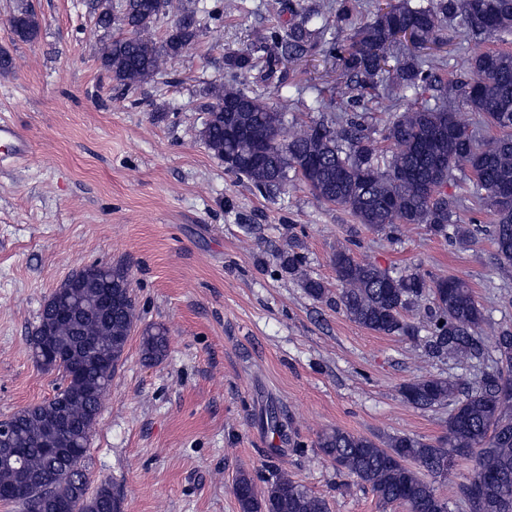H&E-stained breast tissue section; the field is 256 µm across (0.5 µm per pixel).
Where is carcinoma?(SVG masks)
<instances>
[{
    "mask_svg": "<svg viewBox=\"0 0 512 512\" xmlns=\"http://www.w3.org/2000/svg\"><path fill=\"white\" fill-rule=\"evenodd\" d=\"M173 0H119L112 10L98 12L97 24H120L126 33L115 37L101 54L100 64L116 87L129 91L153 79L198 36L197 11L183 8L162 45L152 40V26L172 8ZM482 34L512 31V0H444L440 9L402 3L376 12L373 21L354 36L343 57L355 78V89L374 90L391 83L411 93L406 112L391 122L385 140L390 155L382 156L364 133L358 117L336 129L323 122L293 129L286 115L261 96L233 83L215 85V102L206 109L201 136L222 159L232 152L237 163L228 172L245 178L258 191L282 190L292 171L315 198L348 210L358 223L376 231H393L398 224H425L442 238L465 244L474 236L467 224L453 221L456 202L439 193L453 171L464 165L471 172V195L494 216L489 230L494 258L502 278L512 279V207L496 197L512 190V52L486 51L471 58L472 81L463 95L472 111L482 115L501 135L476 143L455 113L421 100L436 81L426 62L411 58L390 65L395 30L410 31L414 44L436 42L444 19ZM15 35L24 42L37 39L40 21L25 8L10 18ZM327 26L310 31L294 26L274 38L288 52L306 51ZM255 49L227 56L231 69L248 66ZM336 282L331 296L324 283L307 275L302 256L294 250L282 258V269L297 279L306 293L320 301L340 304L349 319L389 336L419 335V327L403 312L430 300L429 356L448 355L481 363L494 358L496 369L484 373L476 388L459 394L448 378L422 376L402 388L416 408L452 405L445 435L427 441L407 434L388 438L382 447L371 438L336 428L322 432L316 445L339 471L370 486L378 503L404 504L409 512H449L434 475L442 463L456 458L471 462L460 491L468 512H512V396L502 382L512 379V326L498 330L493 348L483 339L486 317L473 290L459 277L430 278L418 269L392 275L357 261L341 244L332 254ZM98 275L71 273L44 303L39 324L29 337L32 359L41 370L58 371L62 383L54 395L11 416L17 456L0 454V501L16 502L24 512H60L58 505L74 502L79 512H124L123 498L108 483L89 492L84 469L89 441L104 397L120 366L137 313L128 270L100 266ZM80 306L67 321L58 318L57 303ZM167 330L147 327L141 335V355L157 363L167 354ZM61 452L50 455L47 448ZM485 480L484 490L472 492L473 479ZM234 494L240 512H329L328 505L288 473L271 474L263 490L240 472Z\"/></svg>",
    "mask_w": 512,
    "mask_h": 512,
    "instance_id": "carcinoma-1",
    "label": "carcinoma"
}]
</instances>
